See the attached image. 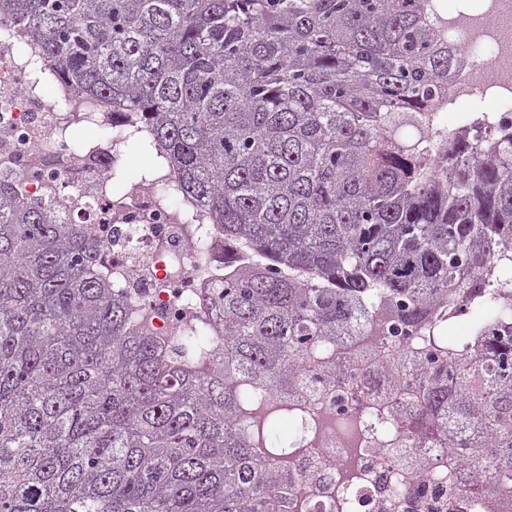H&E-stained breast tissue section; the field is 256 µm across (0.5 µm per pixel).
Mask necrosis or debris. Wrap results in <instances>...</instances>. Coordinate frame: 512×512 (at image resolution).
Returning <instances> with one entry per match:
<instances>
[{
	"label": "necrosis or debris",
	"mask_w": 512,
	"mask_h": 512,
	"mask_svg": "<svg viewBox=\"0 0 512 512\" xmlns=\"http://www.w3.org/2000/svg\"><path fill=\"white\" fill-rule=\"evenodd\" d=\"M424 18L441 43L461 52L434 112L490 100L481 134L494 138L497 127L512 123V0L453 9L429 0ZM36 52L17 38L15 24H0V175L20 197L59 212L67 200L92 198L93 215L82 231L100 253L104 274L124 292L134 322L175 354L188 330L212 323L208 293L224 276V240L198 206L164 202L155 184L135 182L113 195L112 137L89 139L82 152L70 145L76 130L111 126V111L89 105L75 90L34 83ZM361 351L358 340L337 347L335 376L296 398V409L316 423L302 448L285 457L255 450L283 475L284 512H498L492 500L475 503L458 461L447 453L425 449L430 463L417 476L399 464L396 446L369 434L354 439L364 408L390 420L400 397L372 360L363 364L362 385L352 387L347 367ZM340 394L351 402L342 417L336 413Z\"/></svg>",
	"instance_id": "necrosis-or-debris-1"
}]
</instances>
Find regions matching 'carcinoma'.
I'll return each instance as SVG.
<instances>
[{"label":"carcinoma","mask_w":512,"mask_h":512,"mask_svg":"<svg viewBox=\"0 0 512 512\" xmlns=\"http://www.w3.org/2000/svg\"><path fill=\"white\" fill-rule=\"evenodd\" d=\"M425 0H0L51 77L124 113L132 145L224 235L220 329L179 359L132 321L75 217L0 180V512H281L295 414L267 395L348 339H418L395 422L512 502V129L432 142L459 61ZM469 318L464 336L450 327ZM207 355L209 375L187 370ZM255 411L250 419L245 411Z\"/></svg>","instance_id":"1"}]
</instances>
